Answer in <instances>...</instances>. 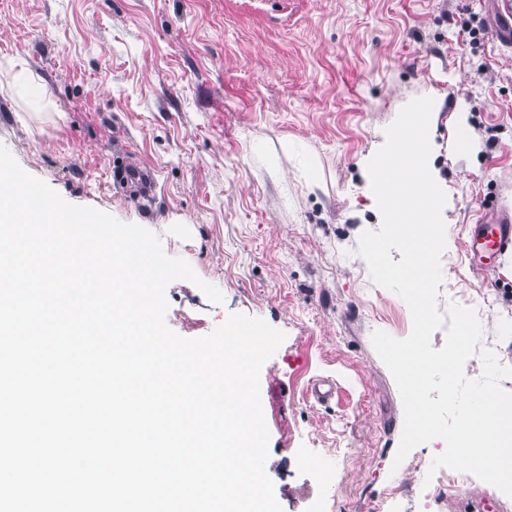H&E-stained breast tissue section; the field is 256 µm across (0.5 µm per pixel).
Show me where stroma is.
I'll return each instance as SVG.
<instances>
[{
	"mask_svg": "<svg viewBox=\"0 0 512 512\" xmlns=\"http://www.w3.org/2000/svg\"><path fill=\"white\" fill-rule=\"evenodd\" d=\"M512 0H0V145L70 203L162 239L216 286L166 288L185 338L230 315L285 339L260 371L265 470L282 512H512L473 475L434 494L435 439L394 464L397 385L371 343L412 330L407 304L357 255L381 216L368 160L401 108L438 106L432 157L451 239L440 304L476 311L512 367V252L470 269L467 245L512 209ZM472 143L461 149L458 124ZM151 166L150 208L119 189Z\"/></svg>",
	"mask_w": 512,
	"mask_h": 512,
	"instance_id": "stroma-1",
	"label": "stroma"
}]
</instances>
